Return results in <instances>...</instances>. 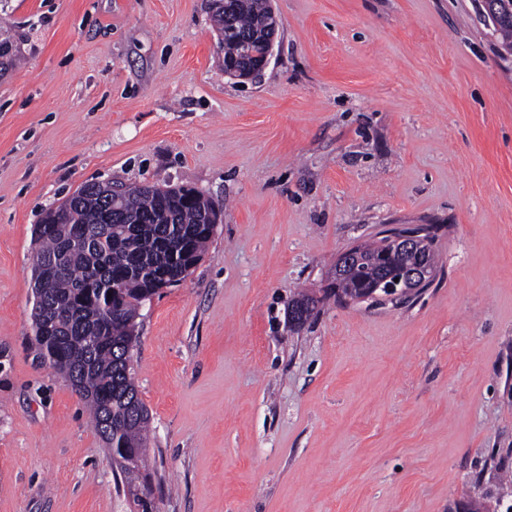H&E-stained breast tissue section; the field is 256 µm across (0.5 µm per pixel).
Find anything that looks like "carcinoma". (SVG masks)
Instances as JSON below:
<instances>
[{"label": "carcinoma", "mask_w": 512, "mask_h": 512, "mask_svg": "<svg viewBox=\"0 0 512 512\" xmlns=\"http://www.w3.org/2000/svg\"><path fill=\"white\" fill-rule=\"evenodd\" d=\"M212 27L224 34V57L242 59L245 36H267L258 0H226L211 12ZM501 49L512 52V13L493 25ZM215 205L187 186L91 182L48 211L35 230L39 248L32 271L38 287L45 264L60 270L44 287L40 312L32 313L37 357L85 401L90 423L101 437L116 479L136 512H155L150 484L147 430L150 415L131 372L142 303L162 285L189 273L186 255H204L213 232L206 224ZM429 258L438 266L437 224H420ZM365 262L358 274L338 281L343 300L357 294L358 279L373 280Z\"/></svg>", "instance_id": "1"}]
</instances>
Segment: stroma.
<instances>
[{
    "instance_id": "35a3bbf8",
    "label": "stroma",
    "mask_w": 512,
    "mask_h": 512,
    "mask_svg": "<svg viewBox=\"0 0 512 512\" xmlns=\"http://www.w3.org/2000/svg\"><path fill=\"white\" fill-rule=\"evenodd\" d=\"M272 4L241 83L209 0H0V512L134 510L32 348L34 228L87 182L222 214L137 320L157 512H512V55L480 0ZM419 224L418 296L326 294L339 251Z\"/></svg>"
}]
</instances>
